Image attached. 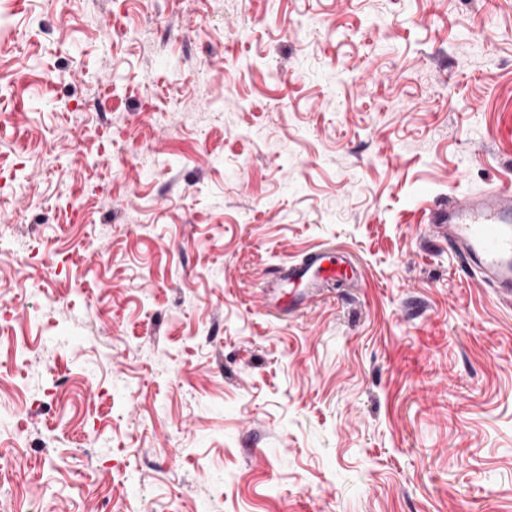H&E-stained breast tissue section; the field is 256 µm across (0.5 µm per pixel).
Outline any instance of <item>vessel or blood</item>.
Returning a JSON list of instances; mask_svg holds the SVG:
<instances>
[{
	"label": "vessel or blood",
	"mask_w": 512,
	"mask_h": 512,
	"mask_svg": "<svg viewBox=\"0 0 512 512\" xmlns=\"http://www.w3.org/2000/svg\"><path fill=\"white\" fill-rule=\"evenodd\" d=\"M425 235L430 244H446L466 276L477 277L501 303L512 306L511 185L449 197L432 212ZM361 277L344 251L316 246L298 261L274 271L266 284V297L275 304L284 288H294L289 304L298 308L323 285L342 282L356 286Z\"/></svg>",
	"instance_id": "1"
}]
</instances>
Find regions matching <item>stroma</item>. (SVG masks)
Returning <instances> with one entry per match:
<instances>
[{
  "label": "stroma",
  "instance_id": "obj_1",
  "mask_svg": "<svg viewBox=\"0 0 512 512\" xmlns=\"http://www.w3.org/2000/svg\"><path fill=\"white\" fill-rule=\"evenodd\" d=\"M0 26L6 512H512V307L424 244L512 181V0ZM321 243L360 287L269 307Z\"/></svg>",
  "mask_w": 512,
  "mask_h": 512
}]
</instances>
